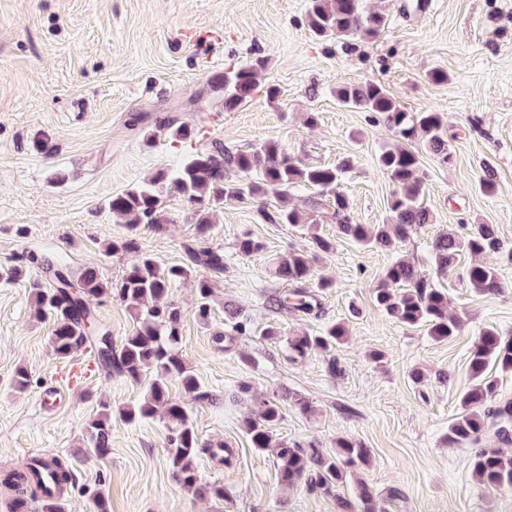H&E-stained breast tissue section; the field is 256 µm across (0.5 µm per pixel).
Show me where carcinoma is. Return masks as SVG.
Returning <instances> with one entry per match:
<instances>
[{"label": "carcinoma", "instance_id": "cac0c4a2", "mask_svg": "<svg viewBox=\"0 0 512 512\" xmlns=\"http://www.w3.org/2000/svg\"><path fill=\"white\" fill-rule=\"evenodd\" d=\"M365 0H308L306 21L310 32L322 40L370 41L388 27V16L382 10H369ZM265 59L224 69L216 79L222 111L232 112L245 103L256 90L258 70ZM336 99L342 105L370 112L392 134L402 140L423 139V146L439 163L449 164L453 151L448 141L443 117L439 112H407L378 82L336 87ZM170 138L186 142L205 134L204 125H170ZM380 168L396 187L384 224H357L350 216V203L339 189L347 165L309 166L291 157L280 145L265 142L247 150L232 152L217 143L212 149L191 153L175 170L160 169L145 184L112 196V212L130 218L131 233L112 244V251L137 255L136 261L115 280L102 278L91 267L75 277L60 264L47 263L52 272L51 286L38 279L27 280L34 312L53 322L51 352L57 359L69 357L82 348L94 351L97 365L107 374L116 373L144 383L141 402L123 411L133 422L161 415L166 421L167 462L175 481L187 490H200L196 460L202 452H212L199 438L184 401L168 392L170 380L181 382L186 394L195 401L209 398L200 390L197 377L179 354L181 310L167 301L171 285L191 277L195 268L206 274L195 279L198 296L196 316L208 323L213 294L212 277L224 273V252L218 248L186 244L189 263L162 268L151 256L140 250L138 228L160 227L164 223L161 205L166 193L176 192L195 205L196 224L201 235L210 229V207L233 199L250 204L262 200L258 214L273 224L308 225L317 219L307 217L288 206L291 192L299 186L315 190L313 210L337 226L338 232L365 249H388L396 241H405L414 231L430 221V211L420 196L423 176L419 175L417 151L406 146H385L377 156ZM306 250L293 251L277 262L276 276L290 286L278 297L277 305L305 314H318L321 302L309 289L314 281V258L336 251V243L318 233L310 236ZM501 241L492 224H474L460 236L444 233L432 242L434 274L425 273L414 263L398 257L387 267L381 282L373 289L375 304L407 328H425L436 341H446L456 334L459 320L448 314V294L437 286L436 279L454 266L462 252L481 256L496 252ZM471 288L479 294L495 293L502 288L496 270L473 264L467 272ZM116 300L123 303L136 320L135 331L126 337L118 350H97L100 338L110 336L100 325L89 300ZM229 330L216 333L224 342V350L236 346L239 338L253 335L250 320L233 308H225ZM346 329L333 323L317 333L302 332L287 337L288 358L297 362L311 352L331 353L341 345ZM512 371V338L487 327L477 337L470 354L472 384L459 398V408L448 424V444L477 445L484 435L495 434L502 442L509 440L508 424L512 419V402L496 408L489 406L495 396L497 382L492 369ZM284 395L273 394L260 402L259 410L242 421V430L251 447L259 452L271 451L276 460L278 479L283 486L305 484L325 492L347 482L352 468L367 461L369 449L349 437H339L335 447L326 450L316 443L288 442L277 437L282 419L280 402ZM112 408L104 403L86 428V447L95 455L110 448ZM472 472L483 486L512 488V454L501 448H481L472 459ZM14 471L0 480L18 493L29 490L27 471ZM358 498L362 510L340 499L336 512H375L370 487L358 482Z\"/></svg>", "mask_w": 512, "mask_h": 512}]
</instances>
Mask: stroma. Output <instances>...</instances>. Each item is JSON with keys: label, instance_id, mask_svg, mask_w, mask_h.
<instances>
[{"label": "stroma", "instance_id": "1", "mask_svg": "<svg viewBox=\"0 0 512 512\" xmlns=\"http://www.w3.org/2000/svg\"><path fill=\"white\" fill-rule=\"evenodd\" d=\"M368 3L385 11L389 25L348 52L310 34L307 0H0V269L32 255L29 272L40 279L44 259L119 279L134 257L110 249L130 232L109 208L112 195L217 142L233 151L272 141L313 166L351 160L341 188L355 222H386L395 187L377 154L395 138L371 113L337 101L344 83L373 80L407 111L442 113L454 152L442 165L420 151L430 222L406 241L364 250L339 237L335 225H319L337 244L335 255L315 263L331 283L320 294L319 317L270 307L286 288L273 264L308 248L305 227L263 223L252 206L228 200L215 207L202 237L194 206L171 193L163 197L162 229H140L142 251L163 267L181 263L183 242L194 238L224 252L208 323L195 314L193 280L169 290L181 311L180 353L211 396L190 410L210 447L197 459L201 481L223 486L221 502L176 483L162 419L122 417L141 400L142 384L105 376L87 348L55 359L53 325L35 316L24 282L0 279V476L41 452L62 458L73 477L67 512H98V493L110 512H336L337 497L355 498L361 481L379 512H512V489L477 484L475 446L445 440L470 384L476 337L492 327L512 338V0ZM256 57L266 61L257 90L235 111H221L213 71ZM434 70L447 72V81H432ZM270 85L278 98L267 97ZM169 119L205 122L207 133L172 142ZM43 140L52 154L40 150ZM488 174L490 192L480 185ZM471 224L497 228L502 251L479 260L497 270L503 290L476 294L465 272L479 260L461 255L441 281L448 310L461 321L456 336L434 341L375 305L372 289L395 256L431 272L434 237L465 233ZM247 234L264 243L262 252L239 254ZM228 303L242 307L255 331L229 352L215 338L228 327ZM333 323L345 325V343L298 363L289 361L284 341L260 336L269 325L297 333ZM372 350L384 353L383 364L368 360ZM333 358L342 366L335 376L328 371ZM21 369L30 379L24 389L16 382ZM417 369L425 384L412 381ZM243 382L252 398H237ZM284 388L291 396L281 403L279 438L328 450L349 436L370 450L368 463L332 492L282 487L272 454L252 448L241 428L256 397ZM296 394L313 413L299 410ZM103 401L112 407L111 447L92 458L85 428ZM214 448L230 449L231 462L213 459Z\"/></svg>", "mask_w": 512, "mask_h": 512}]
</instances>
